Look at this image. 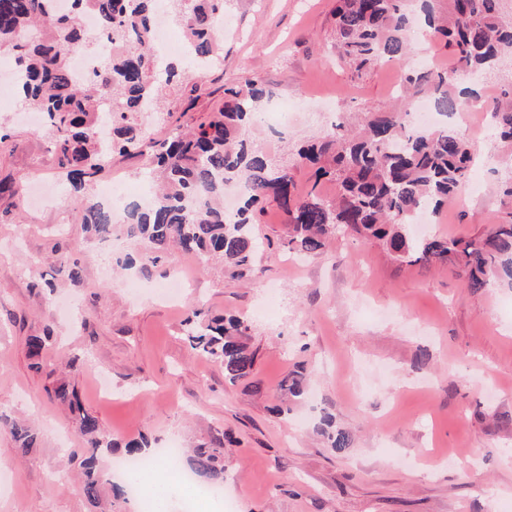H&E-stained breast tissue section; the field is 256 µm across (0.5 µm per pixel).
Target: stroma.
<instances>
[{
	"mask_svg": "<svg viewBox=\"0 0 512 512\" xmlns=\"http://www.w3.org/2000/svg\"><path fill=\"white\" fill-rule=\"evenodd\" d=\"M335 7L226 0L222 63L167 90L172 123L196 127L225 88L260 77L275 97L254 137H275L274 159L307 190L312 172L297 163V147L391 104L413 66L408 58L355 71L334 49ZM20 111L17 98L0 102V417L30 421L38 441L24 454L0 431V466L12 473L0 512H99L76 478L71 451L80 442L54 397L62 382L118 443L195 448L223 437L224 499L197 501L195 512H221L225 502L233 512H512L511 288L475 292L451 265L402 263L382 243L351 235L290 267L280 246L288 226L271 199L255 232L273 246L244 279L179 252L156 268L117 269L116 257L138 256L140 245L86 230L47 131ZM144 165L138 153L114 154L90 190L112 183L139 199ZM496 182L491 167L476 165L472 198L449 202L436 223L411 233H481L502 210ZM60 248L79 277L51 293L44 283ZM180 269L197 279L176 302L136 300L125 286L156 287ZM194 306L250 325L248 377L229 381L190 349L182 328ZM44 334L50 346L37 361L27 340ZM297 372L306 391L277 415L281 384ZM102 373L112 382L106 398ZM323 413L350 434V448H331ZM190 468L186 456L158 463L141 485L159 500L179 498L176 477ZM56 474L65 482H53Z\"/></svg>",
	"mask_w": 512,
	"mask_h": 512,
	"instance_id": "1",
	"label": "stroma"
}]
</instances>
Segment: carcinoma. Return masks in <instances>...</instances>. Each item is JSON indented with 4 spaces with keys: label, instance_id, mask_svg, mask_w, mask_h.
<instances>
[{
    "label": "carcinoma",
    "instance_id": "1",
    "mask_svg": "<svg viewBox=\"0 0 512 512\" xmlns=\"http://www.w3.org/2000/svg\"><path fill=\"white\" fill-rule=\"evenodd\" d=\"M51 2L0 0V48L13 52L19 103L44 116L55 162L66 171L83 224L96 236L109 238L118 225L127 238L147 243L144 259L153 265L176 247L205 262L220 257L224 272L242 279L260 249L253 231L257 207L271 196L286 215V247L295 255L315 254L329 237L354 232L383 242L401 262L450 263L475 291L501 281L512 285V175L497 181L506 211L486 232L418 241L406 230L418 211L438 213L472 175L468 142L449 117L467 94L459 87L463 74L500 72L502 61L512 56V23L503 18L502 0H448L444 13L435 8L438 0H336V53L355 70L411 53L409 3L417 5L424 25L451 50L457 67L409 73L400 103L371 113L362 131L337 125L301 147L299 158L316 166L314 185L302 194L290 169L250 138L263 101L272 96L257 78L224 89L222 106L195 131L176 132L161 141L145 137L134 117L146 104L159 103L161 90L179 79L169 63L158 69L153 53L149 31L158 0H70L66 11L52 10ZM168 2L193 46V66H212L218 58L216 21L224 12V0ZM87 11L98 16L95 34L80 25V15ZM98 36L112 43V54L88 80L73 82L72 52ZM419 96L430 99L448 121L433 130L408 131L403 114L411 98ZM489 112L496 140L512 145V79L504 81ZM104 120L111 127L106 144L101 141ZM145 147L151 149L146 175L160 185L150 205L131 204L118 224L89 194L88 183L103 170L104 155L114 150L141 154ZM323 178L336 185L335 196L317 189ZM240 181L248 182L250 190L228 215L221 200L224 187ZM76 266L71 254L61 253L54 273L72 279ZM248 331L240 319H205L193 308L184 320L183 336L193 350L223 366L225 376L236 381L247 377L255 362L246 342ZM55 394L76 413V431L86 446L71 452L81 457L83 494L97 502L102 458L118 444L97 417L70 398L66 385H59ZM320 424L332 448L350 447L349 435L333 428L330 415H322ZM7 431L22 451L34 447L36 433L28 425L12 421ZM223 450L219 439L194 449V473L211 484H224Z\"/></svg>",
    "mask_w": 512,
    "mask_h": 512
}]
</instances>
